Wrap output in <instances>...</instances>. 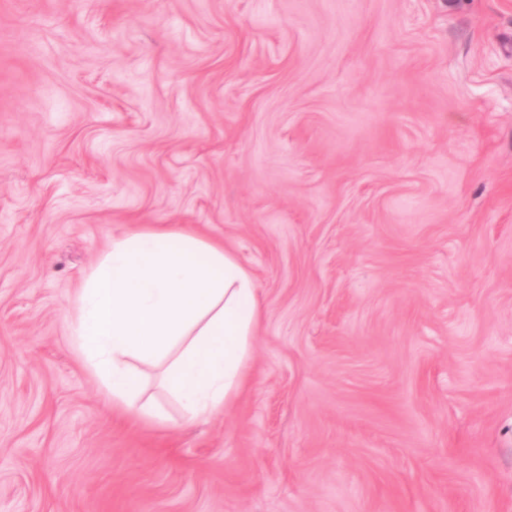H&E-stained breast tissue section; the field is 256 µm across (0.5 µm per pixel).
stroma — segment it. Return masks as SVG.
<instances>
[{
  "instance_id": "35a3bbf8",
  "label": "stroma",
  "mask_w": 512,
  "mask_h": 512,
  "mask_svg": "<svg viewBox=\"0 0 512 512\" xmlns=\"http://www.w3.org/2000/svg\"><path fill=\"white\" fill-rule=\"evenodd\" d=\"M136 224L265 303L208 422L70 347ZM0 512H512V0H0Z\"/></svg>"
}]
</instances>
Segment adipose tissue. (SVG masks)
Instances as JSON below:
<instances>
[{"mask_svg":"<svg viewBox=\"0 0 512 512\" xmlns=\"http://www.w3.org/2000/svg\"><path fill=\"white\" fill-rule=\"evenodd\" d=\"M265 316L253 275L223 242L187 224H139L88 269L66 321L113 410L161 426L142 365L186 422L209 419L247 390Z\"/></svg>","mask_w":512,"mask_h":512,"instance_id":"adipose-tissue-1","label":"adipose tissue"}]
</instances>
